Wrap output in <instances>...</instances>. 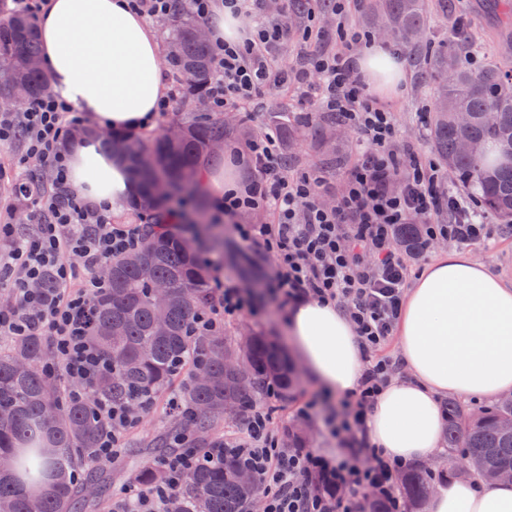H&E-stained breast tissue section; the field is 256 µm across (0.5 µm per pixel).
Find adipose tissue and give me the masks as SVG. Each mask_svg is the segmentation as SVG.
I'll use <instances>...</instances> for the list:
<instances>
[{"label":"adipose tissue","instance_id":"obj_1","mask_svg":"<svg viewBox=\"0 0 512 512\" xmlns=\"http://www.w3.org/2000/svg\"><path fill=\"white\" fill-rule=\"evenodd\" d=\"M37 30L52 93L114 132L154 125L167 93L159 38L128 0H45ZM356 66L381 95L404 80L388 48L364 49ZM73 187L88 201L124 214L137 186L126 163L85 139L69 151ZM290 343L327 391L354 390L362 373L355 333L335 305L307 301L292 308ZM408 370L379 395L368 440L400 460L439 457L442 403L448 396L492 399L512 392V286L455 250L417 274L397 325ZM426 512H512V483L461 476L432 492Z\"/></svg>","mask_w":512,"mask_h":512}]
</instances>
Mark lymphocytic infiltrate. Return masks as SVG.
Wrapping results in <instances>:
<instances>
[{"label":"lymphocytic infiltrate","instance_id":"f902f5d3","mask_svg":"<svg viewBox=\"0 0 512 512\" xmlns=\"http://www.w3.org/2000/svg\"><path fill=\"white\" fill-rule=\"evenodd\" d=\"M267 0H238L252 25L241 42L211 47L214 111L263 112L288 84H303L300 101L313 112H333L352 129L358 142L356 159L335 205L321 200L316 174L289 176L275 131L226 145L232 159L250 177L240 191L228 192L214 205V220L245 213L268 212L269 224H238L236 236L270 265L267 286L284 309L318 300L336 305L356 332L363 372L356 388L333 399L315 395L302 418L320 417L339 446L336 458L289 448L279 443L263 404L251 407L241 432L210 449L238 454L255 474L264 512H365L370 501L386 512H404L399 478L406 464L370 445L367 415L379 392L398 369L381 350L396 328L412 259L423 257L433 241L471 245L490 236L477 199L451 187L444 171L403 144L393 117L371 96L355 67L354 42H371L368 34L338 28L341 48L309 56L302 71L290 73L279 58L285 35L298 32L303 41L324 39L322 28L298 27L296 17L318 10L336 14L346 0H283L282 11L268 16ZM53 94L32 105L0 113V141L20 142V163L53 174L50 193L34 198L37 233L27 236L14 225H0V285L14 293V303L0 310V335L36 333L53 343L62 374L92 384L111 371V364L89 340L92 300L106 283L99 268L115 253H130L141 244L149 215L138 223L116 224L104 206L70 191L64 144L83 124ZM419 227V246L404 256L398 229ZM217 303L196 316L192 333L223 330L226 323L256 310L253 295L233 278L216 272ZM111 430L98 442V460L112 458L119 437L134 424L126 405L106 399L94 404ZM201 461L195 450L160 460L163 481L147 494H129L114 512H167L186 473Z\"/></svg>","mask_w":512,"mask_h":512}]
</instances>
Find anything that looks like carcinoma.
<instances>
[{"mask_svg":"<svg viewBox=\"0 0 512 512\" xmlns=\"http://www.w3.org/2000/svg\"><path fill=\"white\" fill-rule=\"evenodd\" d=\"M177 24L169 41L168 65L183 81L187 94L206 96L211 64L208 43L196 38L198 22L185 0H178ZM375 28L406 47L422 46L434 90L430 133L436 154L464 188L479 191L484 210L512 224V67L496 62L480 69L466 63L480 44L469 34L434 43L428 40V0H371ZM0 69L15 74L28 88L19 104L44 96L48 79L40 64L35 25L22 16L0 18ZM465 112L462 127L455 114ZM496 114L493 127L486 113ZM329 114L322 119L283 116L281 132L290 139H324ZM175 137L164 134L152 144L123 134L100 137L104 149L122 157L139 187L136 204L161 215L177 195L198 193L200 165L212 155L211 145L222 142L227 126L213 114L175 115ZM486 143L499 149L488 161L485 154L465 153L461 143ZM112 270L108 288L93 298L94 324L89 340L109 360L112 372L101 376L81 397L56 385L47 342L37 334L15 336L0 349V455L10 469L0 472V512H72L83 484L74 459L90 462L104 426L91 411L99 398L134 405L141 394L166 392L182 370L191 381L179 393L192 423V447H210L211 434L221 421H234L254 403L276 393L287 402L298 385L281 346L265 336L228 341L216 335L192 336L195 316L215 299L210 266L204 262L198 236L175 230L149 232L140 248L106 262ZM169 289L166 323L156 321L154 283ZM445 440L451 453L494 482L504 468L512 469V399H499L477 415L454 399L444 402ZM435 472L416 463L402 476L405 512H423ZM161 473L145 467L135 481L149 489ZM258 494L257 481L233 453L206 461L189 472L174 495L169 512H243Z\"/></svg>","mask_w":512,"mask_h":512,"instance_id":"carcinoma-1","label":"carcinoma"}]
</instances>
